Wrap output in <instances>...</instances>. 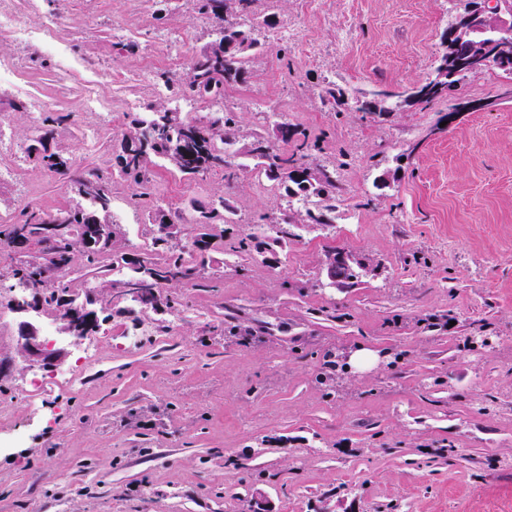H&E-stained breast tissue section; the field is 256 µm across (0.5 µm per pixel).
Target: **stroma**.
Segmentation results:
<instances>
[{
	"instance_id": "1",
	"label": "stroma",
	"mask_w": 512,
	"mask_h": 512,
	"mask_svg": "<svg viewBox=\"0 0 512 512\" xmlns=\"http://www.w3.org/2000/svg\"><path fill=\"white\" fill-rule=\"evenodd\" d=\"M466 0H274L272 31L300 19L302 36L267 44L225 97L236 147L277 123L306 130L313 170L345 186L328 223L311 224L283 187L249 173L197 177L150 156L152 193L114 217L113 251L143 256L133 225L162 210L174 242L191 245L198 209L226 201L237 221L212 226L210 287L181 283L179 309H144L126 295L108 254L75 264L70 296L106 317L88 337L64 332L55 309L0 320V512H512V77L471 74L430 105L392 99L358 111L361 91L403 90L431 77ZM26 37L0 31V113L12 149L0 158V218L79 202L76 185L38 165L33 129L67 112L49 151L79 172L113 171L128 116L171 104L149 48L185 34L191 57L213 23L192 0H38L22 6ZM61 24L66 56L36 37ZM124 74L121 84L106 81ZM39 107H32V100ZM478 109L456 111L458 100ZM107 113L111 129L87 128ZM291 234L257 257L227 238L266 218ZM356 272L326 275L329 251ZM53 325L55 365H29L20 320ZM250 333L225 338V324ZM139 328L138 347L124 332ZM367 351L371 365L323 369L322 347ZM69 380L31 398L33 375Z\"/></svg>"
}]
</instances>
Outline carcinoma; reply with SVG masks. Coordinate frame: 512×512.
Returning <instances> with one entry per match:
<instances>
[{
  "label": "carcinoma",
  "mask_w": 512,
  "mask_h": 512,
  "mask_svg": "<svg viewBox=\"0 0 512 512\" xmlns=\"http://www.w3.org/2000/svg\"><path fill=\"white\" fill-rule=\"evenodd\" d=\"M197 2L199 12L213 19L222 29L224 37L222 41H214L193 55L183 75L173 77L162 73L159 78L179 93H189L207 101L211 118L207 121L187 116L181 118L175 112L152 104L148 106L149 119L145 120L138 114L131 115L128 129L122 134L116 176L141 188L144 187V166L152 154L168 156L179 172L188 175L231 167L244 168V164L235 161V155L226 153L235 121L234 112L224 111V88L246 79V62L262 51V44L256 34L271 24V17L256 11L257 0ZM475 43L490 45L487 56L478 64L476 71L498 70L512 75V43L501 42L498 33L489 29L475 32L472 37L461 42L457 49L447 46L444 55L463 57ZM466 75L464 70L456 72L448 67L436 87L430 91H424L429 85L426 80L397 93V96L409 104H428L448 95V91L456 87ZM373 96L372 100L360 102L358 110L380 115L390 111L387 106L390 93L378 90L373 92ZM69 119L70 114L58 113L43 120L38 131L49 138L53 136L56 127ZM283 127V142H295L296 153L288 156L280 152L277 143L256 134L247 151V155L255 161L254 168L268 179L283 184L287 194L307 196L312 193L321 198L325 210H336V201L342 196V188L336 182V177L326 172L314 176L310 167L303 162L307 149V142L299 139L303 132L286 123ZM137 142L146 143V149L133 154L131 146ZM35 160L43 168L62 176L73 168L71 158L46 150L36 155ZM77 184L79 194L91 198L95 210L89 211L79 204L52 214L32 209L23 212L6 229L0 230V241L16 251H23L33 241L43 245L41 260L22 261L11 269L9 279L12 284L8 285V291H13L22 282L34 281L49 293L64 296L68 293V285L62 274L80 259L85 261L86 266H94L98 256L109 246L113 225L101 219V216L109 212L112 204L109 182L97 174L79 180ZM229 213L230 208L224 203L201 209L197 223L204 226L227 224ZM47 224H63L66 229L55 235L44 234L42 230ZM91 224L95 226L97 235L93 247L87 246L84 241V230ZM264 245L265 232H251L233 239L229 251L247 252L255 256L263 253ZM153 252L160 255V258L147 255L133 260L124 254L119 255L121 263L132 262L139 266L140 276L127 281L125 287L151 288L159 292L173 282L190 281L196 276L191 261L185 258L186 250L171 245L168 236L154 238Z\"/></svg>",
  "instance_id": "carcinoma-1"
}]
</instances>
